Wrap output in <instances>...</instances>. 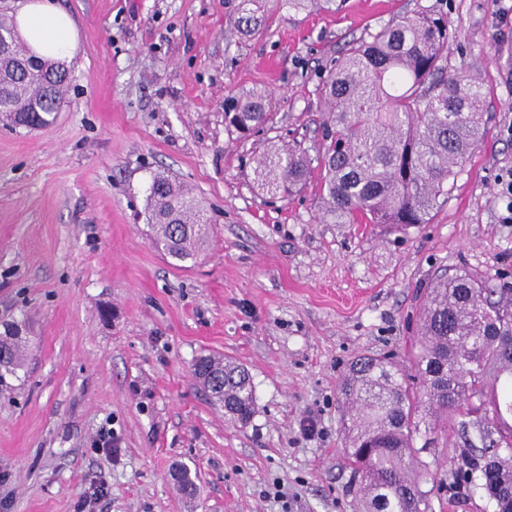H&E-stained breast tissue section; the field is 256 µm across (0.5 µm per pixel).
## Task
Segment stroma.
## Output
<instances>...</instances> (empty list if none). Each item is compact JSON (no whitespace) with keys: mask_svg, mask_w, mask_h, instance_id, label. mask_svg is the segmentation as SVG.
Listing matches in <instances>:
<instances>
[{"mask_svg":"<svg viewBox=\"0 0 512 512\" xmlns=\"http://www.w3.org/2000/svg\"><path fill=\"white\" fill-rule=\"evenodd\" d=\"M78 48L53 125H0V320L27 316L29 350L0 382V501L7 512H356L338 386L362 354L410 361L423 293L442 273L512 282V14L499 0H53ZM421 9L448 18L449 69L487 95L486 135L430 223L404 234L320 219V177L290 197L258 189L270 146L321 150L319 86L354 37ZM263 90V131L239 139L224 100ZM163 174L207 208L197 262L155 249L148 188ZM249 373L251 420L228 419L191 365ZM114 432L116 453L95 448ZM418 453L424 512H492L452 490L458 423ZM185 466L197 485L185 497Z\"/></svg>","mask_w":512,"mask_h":512,"instance_id":"35a3bbf8","label":"stroma"}]
</instances>
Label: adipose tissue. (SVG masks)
I'll list each match as a JSON object with an SVG mask.
<instances>
[{
  "instance_id": "obj_1",
  "label": "adipose tissue",
  "mask_w": 512,
  "mask_h": 512,
  "mask_svg": "<svg viewBox=\"0 0 512 512\" xmlns=\"http://www.w3.org/2000/svg\"><path fill=\"white\" fill-rule=\"evenodd\" d=\"M15 22L22 40L41 56L64 59L72 55L77 45L73 20L52 0H29L17 13Z\"/></svg>"
}]
</instances>
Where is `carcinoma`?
Wrapping results in <instances>:
<instances>
[{"label":"carcinoma","instance_id":"carcinoma-1","mask_svg":"<svg viewBox=\"0 0 512 512\" xmlns=\"http://www.w3.org/2000/svg\"><path fill=\"white\" fill-rule=\"evenodd\" d=\"M263 0H242L241 22L258 23ZM0 51V119L49 128L69 84V62L43 59L5 28ZM448 20L430 10L403 15L347 45L320 87L321 220L380 224L405 232L430 223L485 135L486 89L447 69ZM258 90L224 100L228 129L246 137L269 120ZM311 174L304 150L273 147L255 169L259 189L273 196L299 191ZM153 243L171 258L194 260L209 226L204 209L166 176L153 177L145 209ZM12 321L0 332V380L26 362L28 336ZM193 371L215 403L245 424L255 396L244 367L215 355ZM411 369L391 357L353 360L340 385L344 452L360 476V512H421L414 440L442 421L461 418L471 452L458 477L484 490L494 512H512V284L459 272L423 296ZM418 388L410 386V380Z\"/></svg>","mask_w":512,"mask_h":512}]
</instances>
